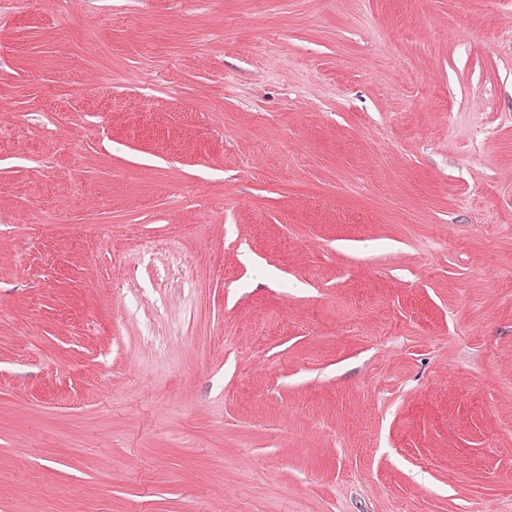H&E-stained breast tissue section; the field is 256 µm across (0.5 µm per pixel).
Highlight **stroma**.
Returning <instances> with one entry per match:
<instances>
[{
    "instance_id": "1",
    "label": "stroma",
    "mask_w": 512,
    "mask_h": 512,
    "mask_svg": "<svg viewBox=\"0 0 512 512\" xmlns=\"http://www.w3.org/2000/svg\"><path fill=\"white\" fill-rule=\"evenodd\" d=\"M0 512H512V0H0Z\"/></svg>"
}]
</instances>
